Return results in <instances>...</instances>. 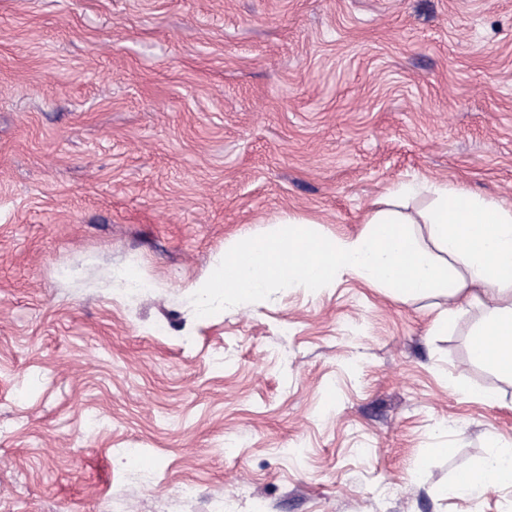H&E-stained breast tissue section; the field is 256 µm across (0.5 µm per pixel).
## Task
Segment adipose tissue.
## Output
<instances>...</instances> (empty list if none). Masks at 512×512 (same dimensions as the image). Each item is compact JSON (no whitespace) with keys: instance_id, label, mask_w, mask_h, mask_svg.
<instances>
[{"instance_id":"obj_1","label":"adipose tissue","mask_w":512,"mask_h":512,"mask_svg":"<svg viewBox=\"0 0 512 512\" xmlns=\"http://www.w3.org/2000/svg\"><path fill=\"white\" fill-rule=\"evenodd\" d=\"M419 195L430 199L417 218L429 227L428 247L415 239L399 209L401 201ZM366 222L356 236L328 239L313 220L277 221L265 234L226 246L199 294L257 302L277 286L320 291L348 275L405 299L438 293L452 302L476 301L482 315L471 333L470 360L512 381V205L444 181H408L391 187L384 207ZM491 480L512 488L511 447L490 443L482 459L455 474L453 489L477 496Z\"/></svg>"}]
</instances>
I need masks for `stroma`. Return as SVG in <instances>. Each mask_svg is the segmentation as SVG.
Returning <instances> with one entry per match:
<instances>
[{"instance_id": "obj_1", "label": "stroma", "mask_w": 512, "mask_h": 512, "mask_svg": "<svg viewBox=\"0 0 512 512\" xmlns=\"http://www.w3.org/2000/svg\"><path fill=\"white\" fill-rule=\"evenodd\" d=\"M415 177L512 203V0H0V512L186 482L184 512H512L452 489L512 444L480 306L196 290L274 218L353 237Z\"/></svg>"}]
</instances>
